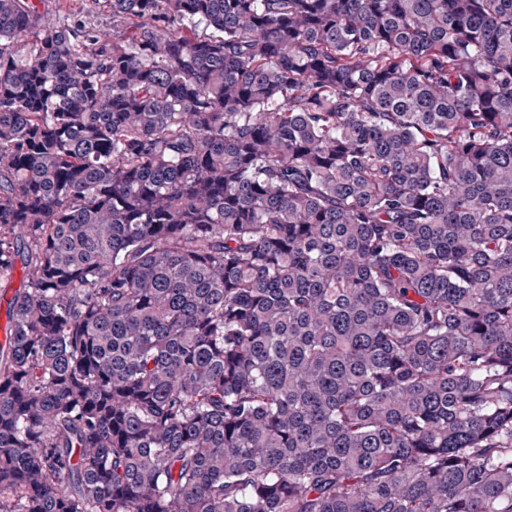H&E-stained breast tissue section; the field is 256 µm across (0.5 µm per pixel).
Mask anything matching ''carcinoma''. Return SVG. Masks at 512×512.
<instances>
[{
	"label": "carcinoma",
	"instance_id": "cac0c4a2",
	"mask_svg": "<svg viewBox=\"0 0 512 512\" xmlns=\"http://www.w3.org/2000/svg\"><path fill=\"white\" fill-rule=\"evenodd\" d=\"M0 0V512H512V0ZM40 8L57 20L73 12L84 15L101 28H112V13L100 8L94 0H42Z\"/></svg>",
	"mask_w": 512,
	"mask_h": 512
}]
</instances>
